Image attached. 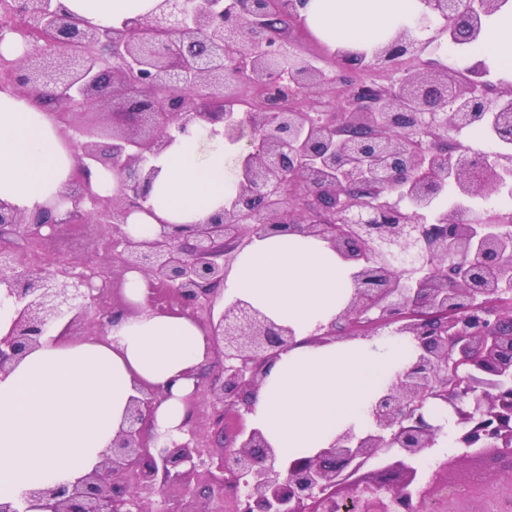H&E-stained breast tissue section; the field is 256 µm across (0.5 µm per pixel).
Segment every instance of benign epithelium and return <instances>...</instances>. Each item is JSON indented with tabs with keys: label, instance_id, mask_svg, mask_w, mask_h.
<instances>
[{
	"label": "benign epithelium",
	"instance_id": "7a95c632",
	"mask_svg": "<svg viewBox=\"0 0 512 512\" xmlns=\"http://www.w3.org/2000/svg\"><path fill=\"white\" fill-rule=\"evenodd\" d=\"M17 2L26 33L42 43L27 44L15 60L0 58V87L46 100L75 165L61 196L68 207L59 212L49 207L27 217L0 202V288L17 305L0 335V373L58 322L62 339L81 328L103 336L114 316L134 313L125 298L109 310L95 295L100 286L125 288L129 271L165 291L167 304L152 296L153 306L189 314L211 354L224 357L221 375L207 387L197 383L186 399L184 438L152 452L156 393L145 384L92 472L71 485L33 487L25 500L42 502L43 512H151L150 497L174 484L191 494L202 473L205 488L235 497L236 512H454L451 493L471 489L449 477L461 461L512 473V310L497 305L512 296V231L499 214L437 206L450 189L462 203L512 190L511 84L490 83L481 64L452 75L431 59L402 74L388 95L356 86L360 70H388L416 54L420 42L402 27L371 50H338L332 75L320 58L290 51L276 36L278 22L305 26L307 0H162L158 13L118 30L68 15L60 0ZM421 2L415 28L462 45L483 34V19L506 0ZM325 84L337 88L339 113L314 118L293 103ZM246 89L266 100L276 93L282 102L230 111ZM112 100L121 108L112 113L119 127L103 148L104 129L76 117L88 108L105 116ZM191 121L224 122L230 145L250 138L235 197L205 224H163L156 238L131 237L123 226L143 209L156 174L150 159ZM481 121L498 149L448 141V132ZM93 167L118 176L123 191H95ZM79 223L107 232L112 269L28 261L24 250L45 248ZM295 228L360 264L350 303L316 341L371 339L383 329L411 338L418 355L377 401L373 429L363 436L345 430L314 455L282 461L259 431L246 430L243 414L267 363L295 345L293 330L246 302L224 307L219 298L240 249ZM376 251L421 261L375 265L368 258ZM201 399L222 441L219 454L192 425ZM434 403L448 408L463 452L436 457L425 472L420 462L442 430L431 422L439 415L428 414ZM374 458L381 466L364 473Z\"/></svg>",
	"mask_w": 512,
	"mask_h": 512
}]
</instances>
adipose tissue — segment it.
I'll return each instance as SVG.
<instances>
[{
  "instance_id": "ef3b65f1",
  "label": "adipose tissue",
  "mask_w": 512,
  "mask_h": 512,
  "mask_svg": "<svg viewBox=\"0 0 512 512\" xmlns=\"http://www.w3.org/2000/svg\"><path fill=\"white\" fill-rule=\"evenodd\" d=\"M63 3L107 29L150 14L157 0ZM420 9V0H308L304 14L309 31L333 50L378 44ZM484 29L465 45L467 63L485 62L512 79V0L485 19ZM173 137L154 161L158 173L145 210L128 219L132 236H155L163 223H206L236 193L223 123H191ZM73 164L39 101L0 90V200L37 213L59 198ZM353 272L326 241L284 232L254 239L224 282L225 302L245 301L295 334V346L268 363L246 416L247 427L261 431L279 458L315 454L348 428L369 431L376 402L416 359L414 344L402 336L317 342L319 327L345 308ZM126 279L135 314L116 319L102 337L62 340L48 330L39 347L0 373V502H21L32 487L71 484L94 470L142 384L159 395L157 433L179 436L183 399L210 357L206 339L191 317L149 306L143 274L131 271Z\"/></svg>"
}]
</instances>
